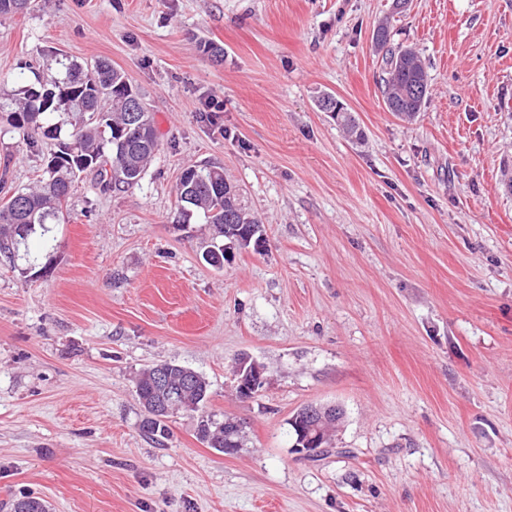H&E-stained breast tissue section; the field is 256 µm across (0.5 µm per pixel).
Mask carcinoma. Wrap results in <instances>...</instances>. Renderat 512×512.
Returning <instances> with one entry per match:
<instances>
[{
	"label": "carcinoma",
	"instance_id": "obj_1",
	"mask_svg": "<svg viewBox=\"0 0 512 512\" xmlns=\"http://www.w3.org/2000/svg\"><path fill=\"white\" fill-rule=\"evenodd\" d=\"M32 0H0V17L27 14ZM373 41L386 67L384 99L388 111L402 121H414L428 98L430 78L424 62L411 47L392 46L387 24L381 23ZM58 69L39 74L0 100V114L7 117L11 129L22 135L25 145L38 152L45 139L55 141V149L44 157V167L37 183L18 189L0 201V252L15 257L19 246L30 237H45L50 225L69 219L70 190L82 174H95L107 190L139 184L147 165L158 150L152 116L146 106L139 107V129L129 126L130 104L138 98L128 91L125 75L105 61L90 67L59 58ZM337 123L350 139L359 143L363 132L354 115L342 107L334 113ZM177 185L183 220L201 214L208 226V265L224 268V242H234L240 225L252 234L259 247V224L242 205L240 193L224 176V169L207 164L186 171ZM166 371L170 385L179 386L189 376L190 368L173 362H161L141 370L135 379L136 395L144 409L156 419H143L140 431L151 439H165V420L175 412L198 413L210 394V384L199 374L187 386L178 403L165 406L166 393L156 384L158 368ZM199 439L208 447H224V422L209 415L198 423ZM20 512H49L46 502L24 496L13 504Z\"/></svg>",
	"mask_w": 512,
	"mask_h": 512
}]
</instances>
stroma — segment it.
I'll return each instance as SVG.
<instances>
[{
  "instance_id": "stroma-1",
  "label": "stroma",
  "mask_w": 512,
  "mask_h": 512,
  "mask_svg": "<svg viewBox=\"0 0 512 512\" xmlns=\"http://www.w3.org/2000/svg\"><path fill=\"white\" fill-rule=\"evenodd\" d=\"M35 2L0 17V89L60 54L107 61L159 149L138 186L74 183L52 247L26 244L43 271L0 255V512H512V0ZM382 21L429 73L410 123L383 102ZM52 147L0 134L7 188ZM204 163L262 234L220 271L175 193ZM242 356L266 368L249 399ZM160 361L209 381L243 448L217 453L183 412L165 444L140 433L135 377ZM312 403L344 418L336 451L305 458L288 421Z\"/></svg>"
}]
</instances>
